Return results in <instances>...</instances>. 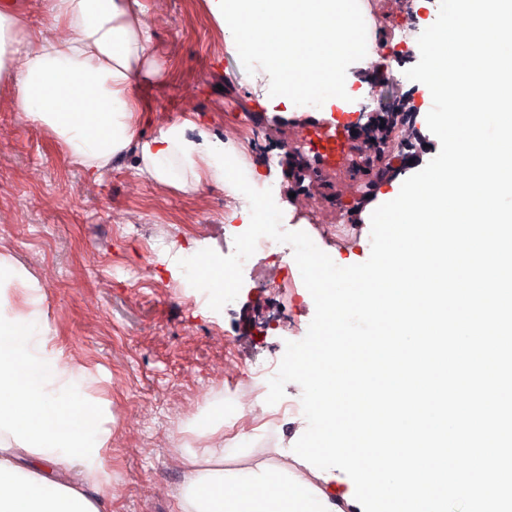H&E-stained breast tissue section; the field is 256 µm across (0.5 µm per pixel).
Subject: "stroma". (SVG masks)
I'll use <instances>...</instances> for the list:
<instances>
[{"label":"stroma","instance_id":"35a3bbf8","mask_svg":"<svg viewBox=\"0 0 512 512\" xmlns=\"http://www.w3.org/2000/svg\"><path fill=\"white\" fill-rule=\"evenodd\" d=\"M163 74L137 89L150 110L145 136L185 119L225 137L237 122L257 126L258 141L239 140L245 160L272 175L282 221L337 261H366L371 227L343 201L361 189L349 165L325 164L309 115L287 117L247 94L236 59L207 0H140ZM372 34L400 39L412 17L400 0H365ZM303 144L313 173L300 187L321 221L296 220L283 146ZM126 154L100 180L65 156L43 129L26 122L0 85V253L41 285L49 349L87 369L89 392L106 401L110 439L96 460L107 512H180L185 447L200 442L181 408L253 382L255 366L281 361L302 340L315 313L293 256H283L288 286L274 294L244 280L233 307L216 312L205 292L186 287L177 264L186 251H223L224 192L201 184L185 193L137 175ZM302 389L288 383L282 404L254 422L277 447L297 429L290 408Z\"/></svg>","mask_w":512,"mask_h":512}]
</instances>
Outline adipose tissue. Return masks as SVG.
Listing matches in <instances>:
<instances>
[{
	"label": "adipose tissue",
	"instance_id": "1",
	"mask_svg": "<svg viewBox=\"0 0 512 512\" xmlns=\"http://www.w3.org/2000/svg\"><path fill=\"white\" fill-rule=\"evenodd\" d=\"M242 74L261 68L272 84L261 97L290 112L344 118L360 111L371 85L355 69L379 63L364 33L362 0H208ZM64 35L24 34L12 0H0V78L27 121L47 130L88 173L103 175L130 149L137 172L189 192L206 181L237 201L256 172L237 150L183 122L148 142L146 110L132 90L159 75L139 0H44ZM22 66H15V56ZM40 284L0 255V512H101L90 492L102 475L94 460L110 438L87 394L85 370L47 355L38 339ZM240 433L224 464V406L208 405L194 427L205 447L187 449L182 512H361L340 471L315 477L289 456L252 461L253 416L239 408Z\"/></svg>",
	"mask_w": 512,
	"mask_h": 512
}]
</instances>
